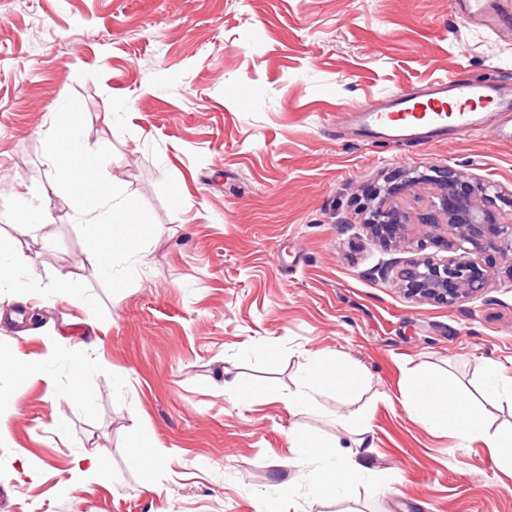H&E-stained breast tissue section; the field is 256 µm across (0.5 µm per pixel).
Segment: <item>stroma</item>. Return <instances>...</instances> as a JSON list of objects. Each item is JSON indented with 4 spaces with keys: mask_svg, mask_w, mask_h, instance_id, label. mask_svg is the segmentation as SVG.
Returning a JSON list of instances; mask_svg holds the SVG:
<instances>
[{
    "mask_svg": "<svg viewBox=\"0 0 512 512\" xmlns=\"http://www.w3.org/2000/svg\"><path fill=\"white\" fill-rule=\"evenodd\" d=\"M255 48H246L244 36ZM512 88V31L459 17L452 0H0V239L31 259L28 295L0 294V358L43 354L38 377L0 373V512H512V470L480 443L430 432L402 404L412 371L466 387L512 376V277L449 307L406 297L414 257L374 242L365 194L409 168L495 186L512 217V143L491 131L431 147L338 135L355 103L457 74ZM259 97L242 105L247 86ZM83 140L110 147L106 176L157 230L136 279L109 294L66 200L47 241L18 224L15 194L53 193L45 133L68 96ZM426 182L397 194L405 236L445 251L419 215ZM68 276L72 286L52 284ZM342 355L379 400L335 388L289 411L311 356ZM84 365L81 401L69 400ZM262 387L243 402L232 378ZM362 410L366 476L351 494L309 483L289 429L335 442ZM157 458L145 470L136 446ZM102 447L108 477L80 476Z\"/></svg>",
    "mask_w": 512,
    "mask_h": 512,
    "instance_id": "1",
    "label": "stroma"
}]
</instances>
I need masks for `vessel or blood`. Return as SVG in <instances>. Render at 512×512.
Instances as JSON below:
<instances>
[{"label":"vessel or blood","mask_w":512,"mask_h":512,"mask_svg":"<svg viewBox=\"0 0 512 512\" xmlns=\"http://www.w3.org/2000/svg\"><path fill=\"white\" fill-rule=\"evenodd\" d=\"M456 12L491 32L512 22V0H453ZM357 142H412L428 145L450 142L488 126L495 137L512 143V93L458 74L437 81L418 94L402 90L381 103L357 104L347 109Z\"/></svg>","instance_id":"vessel-or-blood-1"}]
</instances>
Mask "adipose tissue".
Here are the masks:
<instances>
[{
    "instance_id": "ef3b65f1",
    "label": "adipose tissue",
    "mask_w": 512,
    "mask_h": 512,
    "mask_svg": "<svg viewBox=\"0 0 512 512\" xmlns=\"http://www.w3.org/2000/svg\"><path fill=\"white\" fill-rule=\"evenodd\" d=\"M320 385L335 386L345 394L369 387L365 375L343 358H316L309 363L298 389L289 395V408H306L312 391ZM506 399L512 400V378L505 380L494 372L477 397L460 390L457 382L444 373L412 374L404 393L406 407L427 428L454 434L464 444L482 442L496 464L512 468V429L494 430L489 418L491 409ZM341 428L355 448L363 444L369 432L368 422L360 413L342 423ZM290 438L293 447L307 449L309 456L330 459L329 468L320 475L324 491L344 493L360 479L363 466L355 448L342 453L300 431L291 432Z\"/></svg>"
}]
</instances>
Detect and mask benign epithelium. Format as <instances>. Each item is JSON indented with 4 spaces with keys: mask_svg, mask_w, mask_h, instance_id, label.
Masks as SVG:
<instances>
[{
    "mask_svg": "<svg viewBox=\"0 0 512 512\" xmlns=\"http://www.w3.org/2000/svg\"><path fill=\"white\" fill-rule=\"evenodd\" d=\"M456 182L453 173L442 177V192L431 201L423 217L426 224H437L441 218L448 224L446 247L450 256L439 262L428 257L419 259L399 276L408 296L449 307L483 288L489 270L479 255L494 251L512 267V221L502 220L498 212L486 206L492 185L478 180L475 192L468 194ZM366 227L383 242L400 237L402 215L387 203L386 194H374Z\"/></svg>",
    "mask_w": 512,
    "mask_h": 512,
    "instance_id": "1",
    "label": "benign epithelium"
}]
</instances>
